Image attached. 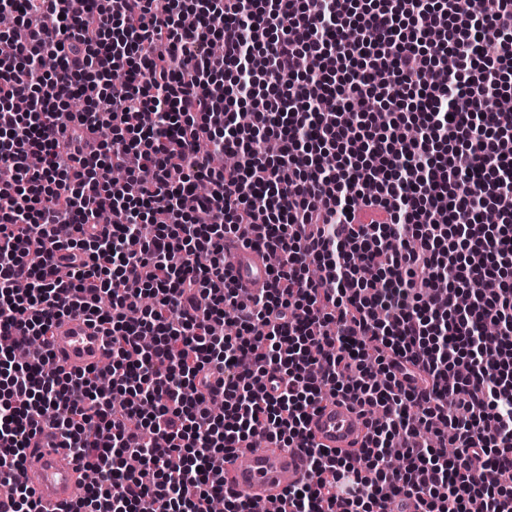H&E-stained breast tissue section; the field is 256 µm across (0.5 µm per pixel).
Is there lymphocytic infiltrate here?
<instances>
[{
    "instance_id": "obj_1",
    "label": "lymphocytic infiltrate",
    "mask_w": 512,
    "mask_h": 512,
    "mask_svg": "<svg viewBox=\"0 0 512 512\" xmlns=\"http://www.w3.org/2000/svg\"><path fill=\"white\" fill-rule=\"evenodd\" d=\"M5 11L0 482L46 420L98 475L64 512H255L220 463L257 436L306 460L277 512H512V0ZM228 236L278 256L268 288L239 294ZM76 313L109 387L49 364ZM329 397L370 415L356 456L306 433Z\"/></svg>"
}]
</instances>
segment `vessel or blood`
Instances as JSON below:
<instances>
[{
	"label": "vessel or blood",
	"mask_w": 512,
	"mask_h": 512,
	"mask_svg": "<svg viewBox=\"0 0 512 512\" xmlns=\"http://www.w3.org/2000/svg\"><path fill=\"white\" fill-rule=\"evenodd\" d=\"M224 266L240 292L251 293L269 284L265 253L238 240L225 241ZM49 342L55 364L68 370L102 366L109 355L99 325L82 315L55 321ZM309 433L322 448L349 451L363 444L368 427L358 410L337 399L321 404L310 419ZM305 475L297 451L267 444L243 450L224 465L225 485L255 505L257 512H265L270 502L280 500ZM16 479L34 491L41 512H62L83 493L84 472L68 442L47 430L32 440Z\"/></svg>",
	"instance_id": "b4317fda"
}]
</instances>
